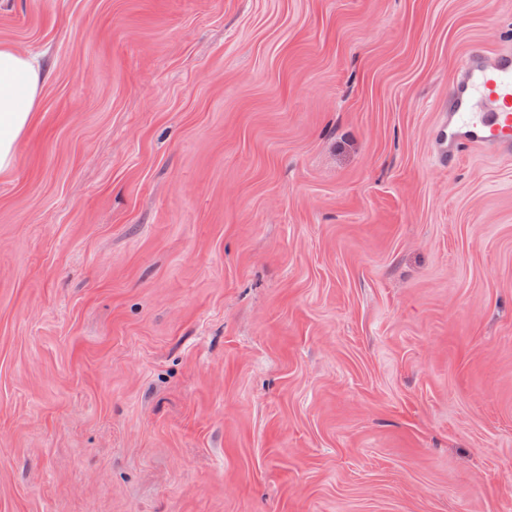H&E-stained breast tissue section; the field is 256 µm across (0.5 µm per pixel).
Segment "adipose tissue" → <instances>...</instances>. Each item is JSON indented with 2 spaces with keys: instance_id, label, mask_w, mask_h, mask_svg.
Listing matches in <instances>:
<instances>
[{
  "instance_id": "obj_1",
  "label": "adipose tissue",
  "mask_w": 512,
  "mask_h": 512,
  "mask_svg": "<svg viewBox=\"0 0 512 512\" xmlns=\"http://www.w3.org/2000/svg\"><path fill=\"white\" fill-rule=\"evenodd\" d=\"M39 80L35 58L0 47V174L13 168L17 142L34 119Z\"/></svg>"
}]
</instances>
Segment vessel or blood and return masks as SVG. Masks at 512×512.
I'll use <instances>...</instances> for the list:
<instances>
[{
    "label": "vessel or blood",
    "mask_w": 512,
    "mask_h": 512,
    "mask_svg": "<svg viewBox=\"0 0 512 512\" xmlns=\"http://www.w3.org/2000/svg\"><path fill=\"white\" fill-rule=\"evenodd\" d=\"M435 136L440 165L455 160L464 145H492L512 154V51L494 56L470 52L460 63Z\"/></svg>",
    "instance_id": "vessel-or-blood-1"
}]
</instances>
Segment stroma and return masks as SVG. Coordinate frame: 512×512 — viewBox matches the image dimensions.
Listing matches in <instances>:
<instances>
[{
    "label": "stroma",
    "mask_w": 512,
    "mask_h": 512,
    "mask_svg": "<svg viewBox=\"0 0 512 512\" xmlns=\"http://www.w3.org/2000/svg\"><path fill=\"white\" fill-rule=\"evenodd\" d=\"M0 512H512V155L439 106L512 0H0ZM39 80L35 58L0 47V174L13 168L17 142L33 122Z\"/></svg>",
    "instance_id": "1"
}]
</instances>
